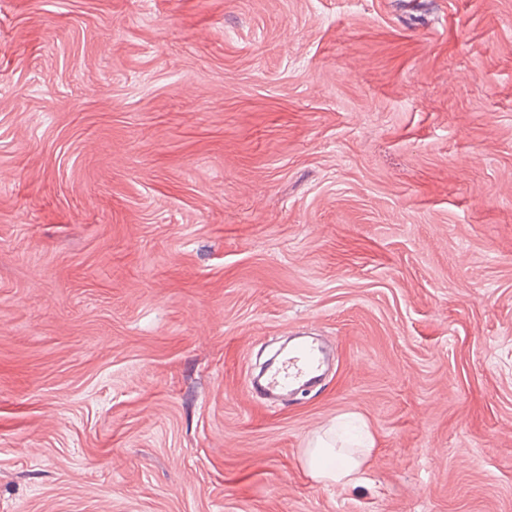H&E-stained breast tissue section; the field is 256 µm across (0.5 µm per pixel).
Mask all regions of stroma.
Returning a JSON list of instances; mask_svg holds the SVG:
<instances>
[{
    "mask_svg": "<svg viewBox=\"0 0 512 512\" xmlns=\"http://www.w3.org/2000/svg\"><path fill=\"white\" fill-rule=\"evenodd\" d=\"M0 512H512V0H0ZM324 364L323 350L312 342L302 341L288 350V356L271 367L261 379L251 382L254 390L281 396L319 376ZM373 448H335L327 432L314 434L305 448V465L312 478L325 484L356 485ZM334 459L332 465H327Z\"/></svg>",
    "mask_w": 512,
    "mask_h": 512,
    "instance_id": "stroma-1",
    "label": "stroma"
}]
</instances>
